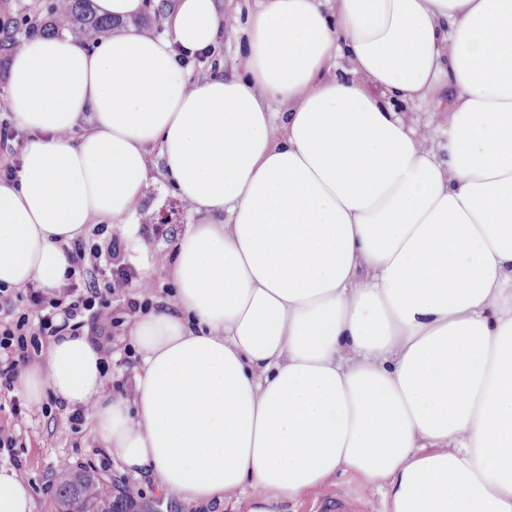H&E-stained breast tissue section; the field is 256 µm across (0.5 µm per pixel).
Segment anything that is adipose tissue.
<instances>
[{"label":"adipose tissue","mask_w":512,"mask_h":512,"mask_svg":"<svg viewBox=\"0 0 512 512\" xmlns=\"http://www.w3.org/2000/svg\"><path fill=\"white\" fill-rule=\"evenodd\" d=\"M124 29L13 51L0 103L28 132L0 181V288H59L62 249L137 230L162 167L198 221L129 328L133 393L87 336L20 376L92 406L94 441L185 503L279 512L347 471L388 512H512V0H93ZM246 34L240 76L182 58ZM438 114L418 125L408 108ZM0 469V512H32ZM146 2V10L142 13L137 19L133 21V25L135 28L152 33V34H160L165 29V22L167 20V15H164L162 12L158 13L155 6L154 0H147Z\"/></svg>","instance_id":"adipose-tissue-1"}]
</instances>
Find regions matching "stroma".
Listing matches in <instances>:
<instances>
[{
	"mask_svg": "<svg viewBox=\"0 0 512 512\" xmlns=\"http://www.w3.org/2000/svg\"><path fill=\"white\" fill-rule=\"evenodd\" d=\"M244 37H237L221 44L215 54L190 60L187 64L192 80L199 81L213 74H231L240 71L243 64ZM152 181L142 201L138 222L149 225V232H128L124 225H113L111 231L128 246L126 260L137 275L149 276L152 290L130 284L126 292L112 297V315L118 325L113 329L112 352L108 358L110 381L131 383L137 363L136 353L128 336L133 315L127 308L128 298L156 300L164 297L168 283L162 266L171 251L172 238L185 224L191 223L188 206L172 195L162 194L160 188L166 179L162 169L150 172ZM19 390L0 392V423L20 422L23 444L8 450L0 449V468L12 466L14 460L25 465L32 491L33 512H56L55 484L58 477L75 469L77 463L96 457L102 447L91 438V421L83 419L81 426H72L62 415L36 419L16 420L14 407L24 404ZM104 477L112 484L113 496H122L124 488L135 491L136 512H225L224 507L199 503L184 505L173 495L161 490L156 482L146 477L121 471L118 464H111ZM347 512H387L385 492L368 486L355 473H341L323 485L305 490L290 500L285 512H336L337 506Z\"/></svg>",
	"mask_w": 512,
	"mask_h": 512,
	"instance_id": "1",
	"label": "stroma"
}]
</instances>
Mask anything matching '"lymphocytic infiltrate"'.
Listing matches in <instances>:
<instances>
[{
    "label": "lymphocytic infiltrate",
    "mask_w": 512,
    "mask_h": 512,
    "mask_svg": "<svg viewBox=\"0 0 512 512\" xmlns=\"http://www.w3.org/2000/svg\"><path fill=\"white\" fill-rule=\"evenodd\" d=\"M64 252L69 268L58 290L34 282L0 289V390L12 389L22 367L43 359L52 338L85 333L102 353L112 351V296L133 278L125 247L108 225L97 224ZM18 300L23 308H15Z\"/></svg>",
    "instance_id": "f902f5d3"
}]
</instances>
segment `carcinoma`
<instances>
[{"mask_svg":"<svg viewBox=\"0 0 512 512\" xmlns=\"http://www.w3.org/2000/svg\"><path fill=\"white\" fill-rule=\"evenodd\" d=\"M75 28L91 43L112 30V20L98 16L91 0H65L53 10L46 31ZM128 504L112 498L109 487L91 470L65 474L57 486V512H127Z\"/></svg>","mask_w":512,"mask_h":512,"instance_id":"cac0c4a2","label":"carcinoma"}]
</instances>
